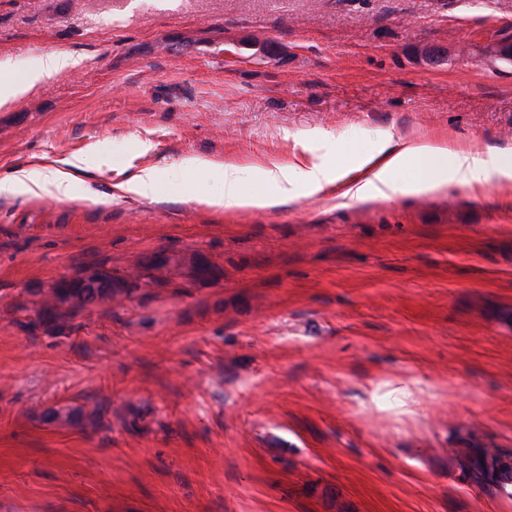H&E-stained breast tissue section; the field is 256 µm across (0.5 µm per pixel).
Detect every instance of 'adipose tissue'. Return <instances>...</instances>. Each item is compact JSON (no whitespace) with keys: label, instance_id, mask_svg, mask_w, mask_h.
<instances>
[{"label":"adipose tissue","instance_id":"ef3b65f1","mask_svg":"<svg viewBox=\"0 0 512 512\" xmlns=\"http://www.w3.org/2000/svg\"><path fill=\"white\" fill-rule=\"evenodd\" d=\"M76 59L64 53H51L39 58L26 74L18 79L0 80V105L18 99L36 84L60 71L74 68ZM352 176L335 174L323 162L314 160L297 168L275 165L268 168L225 164L224 194L209 198V205L228 212L262 209L296 197L299 185L319 193L336 186L340 204L365 203L375 199L426 195L443 191L448 186L475 187L486 184L491 176L512 179V149L482 153L457 148L442 140H415L400 137L370 150H356ZM413 164L418 175L410 181L401 180L399 171ZM84 158L71 160L70 170L55 169L40 176L35 171L20 169L0 180V195L26 194L32 197L52 193L70 197L73 170L83 168ZM261 178L269 190L254 194L246 186Z\"/></svg>","mask_w":512,"mask_h":512}]
</instances>
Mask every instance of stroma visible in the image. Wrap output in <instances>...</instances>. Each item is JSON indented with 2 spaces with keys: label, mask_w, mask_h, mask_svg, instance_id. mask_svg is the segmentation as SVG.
I'll list each match as a JSON object with an SVG mask.
<instances>
[{
  "label": "stroma",
  "mask_w": 512,
  "mask_h": 512,
  "mask_svg": "<svg viewBox=\"0 0 512 512\" xmlns=\"http://www.w3.org/2000/svg\"><path fill=\"white\" fill-rule=\"evenodd\" d=\"M498 33L512 0H0V75L82 60L0 106V178L90 160L69 198L0 195V512H512L460 465L512 456V180L199 200L323 138L339 171L397 135L512 147ZM147 167L182 176L115 197ZM93 266L111 300L36 321ZM296 168L291 165H273L268 168L226 163L224 165V195L205 198L209 206L224 208V212L246 209H262L297 196L298 181ZM256 176L267 183L268 193L254 194L245 186Z\"/></svg>",
  "instance_id": "stroma-1"
}]
</instances>
